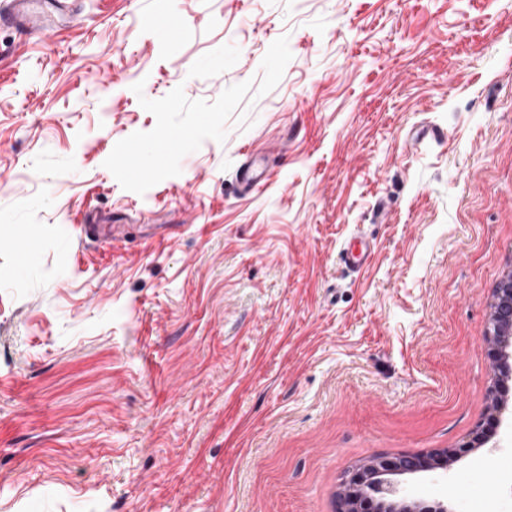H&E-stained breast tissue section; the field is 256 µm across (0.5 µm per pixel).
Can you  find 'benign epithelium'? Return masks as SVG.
<instances>
[{"label":"benign epithelium","instance_id":"7a95c632","mask_svg":"<svg viewBox=\"0 0 512 512\" xmlns=\"http://www.w3.org/2000/svg\"><path fill=\"white\" fill-rule=\"evenodd\" d=\"M512 346V272L505 275L494 289L489 323L485 334L486 354L498 371L494 391L504 393L512 381V364L507 348ZM484 442V431L456 449L437 451L429 457L404 455L395 458L378 457L353 470L347 476L340 496L338 512H448L444 502L431 505L410 501L393 483L385 480L392 474L413 475L423 471L446 473L461 454Z\"/></svg>","mask_w":512,"mask_h":512}]
</instances>
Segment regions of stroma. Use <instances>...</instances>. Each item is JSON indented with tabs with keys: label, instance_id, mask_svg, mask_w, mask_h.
Here are the masks:
<instances>
[{
	"label": "stroma",
	"instance_id": "35a3bbf8",
	"mask_svg": "<svg viewBox=\"0 0 512 512\" xmlns=\"http://www.w3.org/2000/svg\"><path fill=\"white\" fill-rule=\"evenodd\" d=\"M68 15L0 26V512H337L365 462L470 442L512 269V0ZM500 400L447 476L399 483L512 512ZM372 252L370 242L364 236L358 235L354 242L341 248L339 260L347 268L359 271L369 264Z\"/></svg>",
	"mask_w": 512,
	"mask_h": 512
}]
</instances>
